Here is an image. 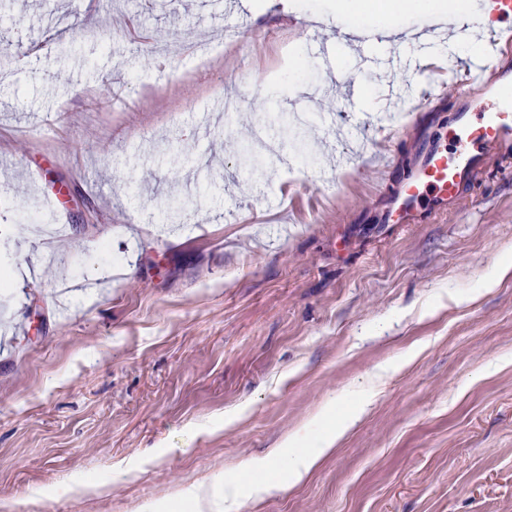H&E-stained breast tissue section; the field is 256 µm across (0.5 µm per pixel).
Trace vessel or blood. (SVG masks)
Here are the masks:
<instances>
[{
	"label": "vessel or blood",
	"instance_id": "obj_1",
	"mask_svg": "<svg viewBox=\"0 0 512 512\" xmlns=\"http://www.w3.org/2000/svg\"><path fill=\"white\" fill-rule=\"evenodd\" d=\"M479 20L493 36L490 50L464 73L455 76L460 90H467L496 66V47L512 45V0H475ZM457 143L448 152L445 142ZM512 147V84H499L475 112L458 113L447 133L430 131L417 144L411 176L390 194L380 221L384 224H417L447 212L483 165L490 149Z\"/></svg>",
	"mask_w": 512,
	"mask_h": 512
}]
</instances>
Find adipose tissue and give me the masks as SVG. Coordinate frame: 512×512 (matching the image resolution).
<instances>
[{
    "label": "adipose tissue",
    "mask_w": 512,
    "mask_h": 512,
    "mask_svg": "<svg viewBox=\"0 0 512 512\" xmlns=\"http://www.w3.org/2000/svg\"><path fill=\"white\" fill-rule=\"evenodd\" d=\"M322 416L328 419L329 424L319 434L289 435L260 462L259 467L263 470L276 468L284 461L288 462L289 467L283 479L255 481L245 486L229 484L218 487L200 483L190 497L195 512H234L242 492L260 497L281 489L283 484L300 483L333 450L338 439L356 422L358 413L352 409L336 417L326 410Z\"/></svg>",
    "instance_id": "1"
}]
</instances>
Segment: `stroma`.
I'll return each mask as SVG.
<instances>
[{
    "mask_svg": "<svg viewBox=\"0 0 512 512\" xmlns=\"http://www.w3.org/2000/svg\"><path fill=\"white\" fill-rule=\"evenodd\" d=\"M245 2L12 0L0 24V512H157L366 397L238 512H512V273L481 285L512 262V150L446 215L378 223L383 177L462 107L407 112L417 61L464 69L473 0L372 47L421 9Z\"/></svg>",
    "mask_w": 512,
    "mask_h": 512,
    "instance_id": "stroma-1",
    "label": "stroma"
}]
</instances>
